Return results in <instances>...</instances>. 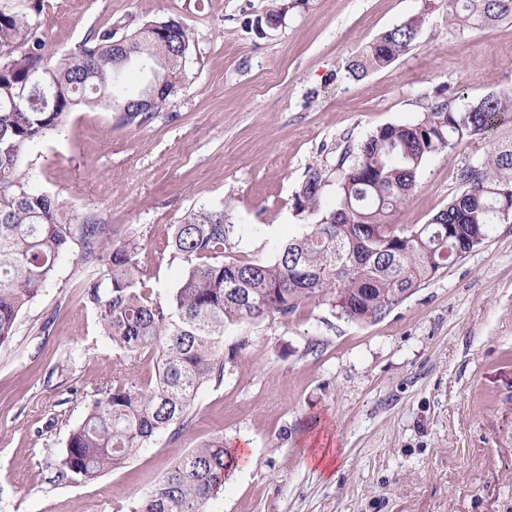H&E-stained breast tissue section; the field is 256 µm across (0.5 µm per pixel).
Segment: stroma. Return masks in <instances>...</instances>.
Segmentation results:
<instances>
[{
	"label": "stroma",
	"mask_w": 512,
	"mask_h": 512,
	"mask_svg": "<svg viewBox=\"0 0 512 512\" xmlns=\"http://www.w3.org/2000/svg\"><path fill=\"white\" fill-rule=\"evenodd\" d=\"M50 51L90 30L118 34L175 18L192 37L187 79L141 125L80 107L61 132L27 150L33 189L95 212L115 239L135 236L155 296L184 265L173 227L225 208L231 256L266 261L315 223L294 195L309 168L336 198L340 153L386 124L414 121L436 99L512 88V22L448 26L447 0H43ZM280 12L276 26L257 19ZM424 16L414 49L354 80L348 62L380 33ZM501 127L422 167L395 216L424 224L459 191ZM78 249L19 314L0 345V512H132L185 453L223 434L248 448L216 512H512V224L442 268L383 319L355 323L325 305L226 329L234 352L221 386L203 387L178 439L158 434L122 469L58 482L85 406L107 385H142L157 360L113 346L81 298ZM322 448L331 468L309 465Z\"/></svg>",
	"instance_id": "obj_1"
}]
</instances>
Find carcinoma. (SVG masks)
Masks as SVG:
<instances>
[{"mask_svg": "<svg viewBox=\"0 0 512 512\" xmlns=\"http://www.w3.org/2000/svg\"><path fill=\"white\" fill-rule=\"evenodd\" d=\"M43 0H0V343L18 313L51 280L72 243L80 248L82 299L104 335L121 349L153 353L155 382L119 381L87 406L69 435L60 482L93 480L124 467L157 434L176 440L189 426L205 385L224 383L234 355L224 330L302 305L325 304L357 323L384 318L416 288L512 223V135L477 164L458 172L460 193L426 224L393 218L417 185L425 162L490 129L512 127V89L468 102L431 105L415 121L367 136L336 165L338 191L323 206L322 172L313 168L295 194L301 212H323L264 262L227 256L235 225L205 206L175 225L171 247L186 270L165 300L152 297L139 267L138 244L112 239L111 225L74 213L56 196L35 191L20 174L24 152L64 127L80 106L115 113L120 125L151 113L136 101L163 102L187 76L190 33L175 19L152 21L118 39L112 25L90 31L76 49L54 58L44 36ZM512 20V0H448V25L464 31ZM424 17L384 31L351 61L363 77L417 45ZM105 266V276L98 275ZM224 436L188 452L152 486L134 512H208L234 466Z\"/></svg>", "mask_w": 512, "mask_h": 512, "instance_id": "obj_1", "label": "carcinoma"}]
</instances>
